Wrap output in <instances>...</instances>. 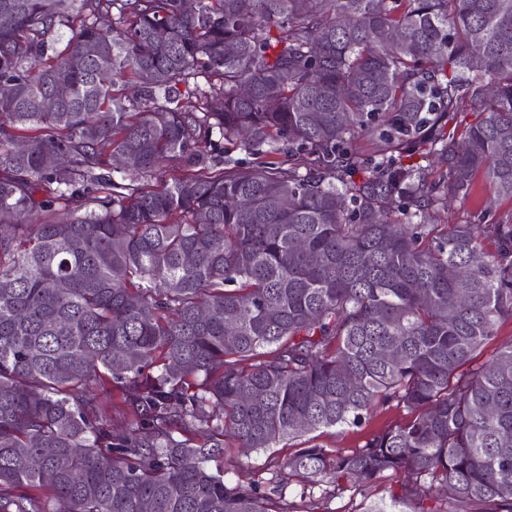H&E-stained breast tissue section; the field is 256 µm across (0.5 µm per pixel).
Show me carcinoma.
Masks as SVG:
<instances>
[{
  "mask_svg": "<svg viewBox=\"0 0 512 512\" xmlns=\"http://www.w3.org/2000/svg\"><path fill=\"white\" fill-rule=\"evenodd\" d=\"M2 15L0 512H299L294 478L386 473L404 481L364 512H512V341L477 361L512 319V0ZM226 139L255 164L219 159ZM105 145L134 159L118 179ZM479 175L482 209L433 223ZM386 406L406 416L351 452L298 448L246 483L208 467Z\"/></svg>",
  "mask_w": 512,
  "mask_h": 512,
  "instance_id": "1",
  "label": "carcinoma"
}]
</instances>
